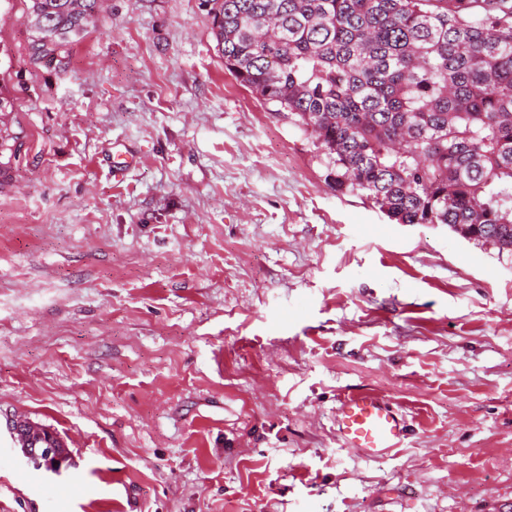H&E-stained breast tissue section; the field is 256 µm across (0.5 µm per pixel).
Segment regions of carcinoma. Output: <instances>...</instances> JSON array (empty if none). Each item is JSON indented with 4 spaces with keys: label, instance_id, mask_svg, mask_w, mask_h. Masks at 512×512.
Listing matches in <instances>:
<instances>
[{
    "label": "carcinoma",
    "instance_id": "carcinoma-1",
    "mask_svg": "<svg viewBox=\"0 0 512 512\" xmlns=\"http://www.w3.org/2000/svg\"><path fill=\"white\" fill-rule=\"evenodd\" d=\"M36 58L101 0H31ZM224 67L311 129L326 180L512 256V0H220Z\"/></svg>",
    "mask_w": 512,
    "mask_h": 512
}]
</instances>
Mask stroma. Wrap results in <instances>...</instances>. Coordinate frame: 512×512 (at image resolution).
Returning a JSON list of instances; mask_svg holds the SVG:
<instances>
[{
    "label": "stroma",
    "instance_id": "1",
    "mask_svg": "<svg viewBox=\"0 0 512 512\" xmlns=\"http://www.w3.org/2000/svg\"><path fill=\"white\" fill-rule=\"evenodd\" d=\"M30 6L0 0V512H512V257L336 193L217 0H102L51 60ZM358 390L407 414L384 457L336 440ZM22 420H15L11 424L12 433L16 440L22 443H32L33 448H21L24 457L36 469H44L45 471L56 474L61 472L63 460L58 454H53L55 434L48 428H33L29 424H22ZM48 444L45 448L44 444Z\"/></svg>",
    "mask_w": 512,
    "mask_h": 512
}]
</instances>
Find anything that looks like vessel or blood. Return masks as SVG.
I'll list each match as a JSON object with an SVG mask.
<instances>
[{"instance_id": "1", "label": "vessel or blood", "mask_w": 512, "mask_h": 512, "mask_svg": "<svg viewBox=\"0 0 512 512\" xmlns=\"http://www.w3.org/2000/svg\"><path fill=\"white\" fill-rule=\"evenodd\" d=\"M406 420L383 397L370 391L351 393L336 407V433L345 447L374 457L398 447Z\"/></svg>"}]
</instances>
